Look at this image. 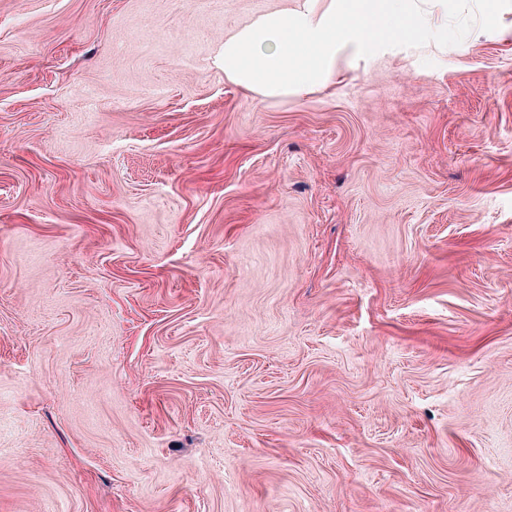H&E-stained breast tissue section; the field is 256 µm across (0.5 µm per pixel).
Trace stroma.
Here are the masks:
<instances>
[{"mask_svg":"<svg viewBox=\"0 0 512 512\" xmlns=\"http://www.w3.org/2000/svg\"><path fill=\"white\" fill-rule=\"evenodd\" d=\"M282 0H0V512H512V0L263 99Z\"/></svg>","mask_w":512,"mask_h":512,"instance_id":"1","label":"stroma"}]
</instances>
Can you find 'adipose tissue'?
<instances>
[{
	"mask_svg": "<svg viewBox=\"0 0 512 512\" xmlns=\"http://www.w3.org/2000/svg\"><path fill=\"white\" fill-rule=\"evenodd\" d=\"M419 2L290 0L225 36L224 76L267 99L326 89L336 78L340 49L369 54L421 38L434 19Z\"/></svg>",
	"mask_w": 512,
	"mask_h": 512,
	"instance_id": "ef3b65f1",
	"label": "adipose tissue"
}]
</instances>
